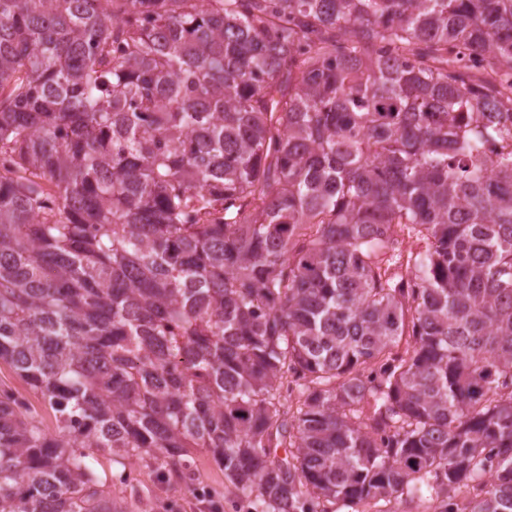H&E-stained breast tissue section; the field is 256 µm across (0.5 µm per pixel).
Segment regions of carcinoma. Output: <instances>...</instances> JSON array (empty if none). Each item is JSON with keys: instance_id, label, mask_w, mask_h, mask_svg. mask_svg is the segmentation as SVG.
I'll use <instances>...</instances> for the list:
<instances>
[{"instance_id": "1", "label": "carcinoma", "mask_w": 512, "mask_h": 512, "mask_svg": "<svg viewBox=\"0 0 512 512\" xmlns=\"http://www.w3.org/2000/svg\"><path fill=\"white\" fill-rule=\"evenodd\" d=\"M509 143L512 0H0V512H512ZM0 388L9 389L16 396L24 398L30 409V415L40 422V426L47 432L55 433V412L47 402H44L40 395H35L29 391L25 382L3 361L0 362ZM191 478L182 480L172 474L164 476L155 465L152 455L131 459L121 454L95 451L90 458L95 472L106 483L119 512H201V501L215 506L213 511L262 512L255 495L250 500L242 496L224 476V468L207 448H189ZM132 472L135 478L121 483L118 475ZM375 500H368L352 508H340L341 512H375L377 509H388L393 512H436L437 502L435 498H431L427 493L424 496L415 497L413 500L403 499L402 501H392L385 508L375 506Z\"/></svg>"}]
</instances>
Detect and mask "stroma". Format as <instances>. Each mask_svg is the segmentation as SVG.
<instances>
[{"mask_svg": "<svg viewBox=\"0 0 512 512\" xmlns=\"http://www.w3.org/2000/svg\"><path fill=\"white\" fill-rule=\"evenodd\" d=\"M0 388L24 398L41 427L55 432L54 411L4 362H0ZM189 460L191 477L187 480L163 475L149 455L131 459L101 450L94 452L91 465L121 512H199L203 502L214 505L217 512H254L248 499L225 478L210 450L190 449Z\"/></svg>", "mask_w": 512, "mask_h": 512, "instance_id": "1", "label": "stroma"}]
</instances>
